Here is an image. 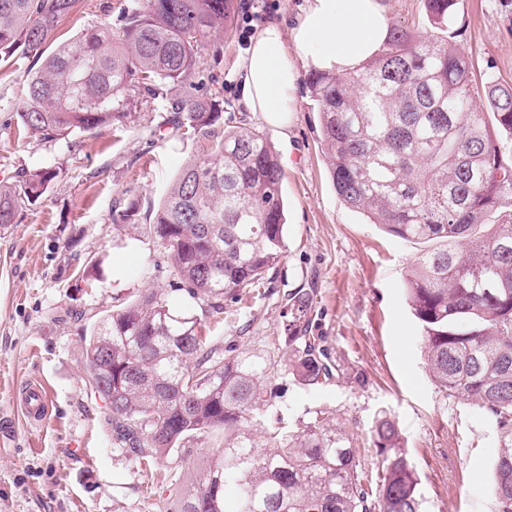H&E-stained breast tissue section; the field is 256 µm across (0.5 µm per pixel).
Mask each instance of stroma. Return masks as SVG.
<instances>
[{
  "label": "stroma",
  "instance_id": "stroma-1",
  "mask_svg": "<svg viewBox=\"0 0 512 512\" xmlns=\"http://www.w3.org/2000/svg\"><path fill=\"white\" fill-rule=\"evenodd\" d=\"M125 3L79 0L46 50ZM234 3L228 32L205 46L195 74L167 88L177 98L223 99L222 118L204 136H186L178 113L140 102L112 127L56 143L21 138L16 110L37 63H0V183L40 168L55 174L36 204L0 227V417L14 426L13 437L0 443V512H166L174 487L188 486L222 450L219 431L190 452L148 459L112 445L106 406L88 384L86 339L104 311L147 291L194 315L212 344L280 360L270 378L278 396L267 413L281 416L285 429H297L318 409L337 411L372 476L380 460L367 433L389 413L418 476L421 512H495V422L432 382L403 290L431 243L391 236L340 200L307 82L298 85L287 133L242 111L235 72L249 45L247 14L289 19L303 0ZM460 9L467 28L461 47L476 80L512 84V31L494 0H461ZM241 124L263 132L280 158L287 248L259 295L225 300L217 314L180 290L170 254L148 225L182 166L220 140L225 126ZM132 201L139 207L135 223L113 224V212ZM299 288L313 292L312 319L340 369L314 390L287 374L288 353L278 341L288 296ZM30 382L48 392L46 424H31L13 405L14 393Z\"/></svg>",
  "mask_w": 512,
  "mask_h": 512
}]
</instances>
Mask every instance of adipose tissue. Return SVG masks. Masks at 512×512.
Instances as JSON below:
<instances>
[{"instance_id": "obj_1", "label": "adipose tissue", "mask_w": 512, "mask_h": 512, "mask_svg": "<svg viewBox=\"0 0 512 512\" xmlns=\"http://www.w3.org/2000/svg\"><path fill=\"white\" fill-rule=\"evenodd\" d=\"M388 29L383 0H307L293 24L266 19L239 61L243 107L288 131L296 119L300 66L355 70L378 52Z\"/></svg>"}]
</instances>
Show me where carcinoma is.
I'll use <instances>...</instances> for the list:
<instances>
[{"label": "carcinoma", "instance_id": "1", "mask_svg": "<svg viewBox=\"0 0 512 512\" xmlns=\"http://www.w3.org/2000/svg\"><path fill=\"white\" fill-rule=\"evenodd\" d=\"M78 2L0 0V60H42L17 112L20 133L48 143L121 123L134 97L185 115L195 133L221 119V100L174 99L165 88L196 71L202 49L231 21L233 0H130L116 19L44 55ZM422 2L425 24L451 35L394 24L361 67L316 71L308 87L345 205L400 239L439 242L418 259L406 298L436 386L495 421L490 494L497 512H512V209L490 233H474L512 197V154L484 120L490 112L512 136V85L476 90L453 41L460 0ZM53 178L42 168L0 184V225L15 223ZM281 184L268 138L244 125L224 129L168 184L149 232L190 297L221 313L224 299L259 291L287 247ZM313 305L312 293H292L284 327L288 374L307 389L333 377L325 337L310 326ZM86 361L88 384L111 411L112 444L124 452L167 455L224 432V449L172 512H421L416 471L388 414L371 430L381 458L374 483L330 409L295 432H257L252 414L273 399L265 377L277 361L207 345L197 318L154 292L94 323Z\"/></svg>", "mask_w": 512, "mask_h": 512}]
</instances>
